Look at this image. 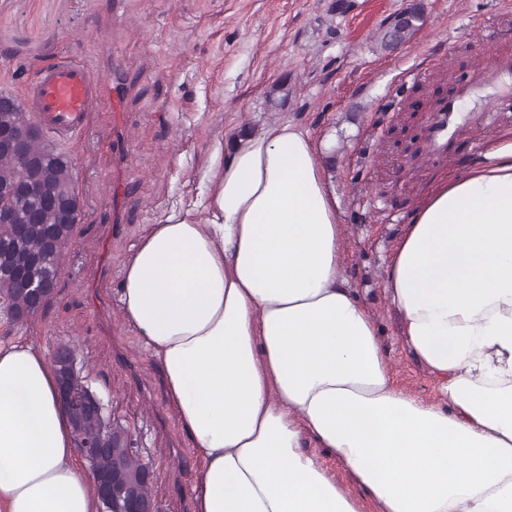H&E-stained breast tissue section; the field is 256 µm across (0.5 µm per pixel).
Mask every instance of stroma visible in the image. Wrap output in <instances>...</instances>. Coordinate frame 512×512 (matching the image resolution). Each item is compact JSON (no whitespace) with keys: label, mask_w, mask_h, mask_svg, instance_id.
<instances>
[{"label":"stroma","mask_w":512,"mask_h":512,"mask_svg":"<svg viewBox=\"0 0 512 512\" xmlns=\"http://www.w3.org/2000/svg\"><path fill=\"white\" fill-rule=\"evenodd\" d=\"M411 9L418 29L386 45L387 19ZM495 50L512 51V0H123L118 10L111 0H0V91L21 96L64 57L106 82L128 77L120 111L103 96L89 131L60 146L80 222L52 300L21 324L0 316V339L27 336L47 355L70 341L149 468L159 512H195L202 461L161 367L121 314L124 270L170 213L205 220L215 145L288 120L319 150L342 228L340 273L375 321L397 386L436 401L430 373L401 343L385 269L416 210L479 162L464 143L455 165L419 158L429 103L448 92L433 60L462 74ZM415 69L427 79L404 81ZM118 136L129 158L113 151ZM114 182L125 197L110 194ZM383 212L400 223H383ZM116 224L124 230L114 237Z\"/></svg>","instance_id":"1"}]
</instances>
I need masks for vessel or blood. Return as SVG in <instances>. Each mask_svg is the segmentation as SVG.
I'll list each match as a JSON object with an SVG mask.
<instances>
[{"instance_id": "obj_1", "label": "vessel or blood", "mask_w": 512, "mask_h": 512, "mask_svg": "<svg viewBox=\"0 0 512 512\" xmlns=\"http://www.w3.org/2000/svg\"><path fill=\"white\" fill-rule=\"evenodd\" d=\"M511 79L512 52L498 51L476 63L467 77L455 80L451 95L435 99L430 108L421 159L453 160L455 144L467 137L473 152L485 150V142L472 138L471 132L485 116L512 113V88L507 85ZM489 89L496 95L481 111H459V102ZM100 97L101 83L94 71L68 59L44 69L24 95L35 121L62 142L88 131Z\"/></svg>"}]
</instances>
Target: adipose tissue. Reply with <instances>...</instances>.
Segmentation results:
<instances>
[{"label": "adipose tissue", "mask_w": 512, "mask_h": 512, "mask_svg": "<svg viewBox=\"0 0 512 512\" xmlns=\"http://www.w3.org/2000/svg\"><path fill=\"white\" fill-rule=\"evenodd\" d=\"M205 222L169 216L129 258L120 303L203 461L195 512H512V144L443 185L386 270L438 402L400 390L340 276L336 199L308 133L237 139ZM57 372L0 344V512H99ZM327 469L333 474L337 486L353 498L361 512H378L379 507L363 492L348 470L332 456L323 455Z\"/></svg>", "instance_id": "adipose-tissue-1"}]
</instances>
